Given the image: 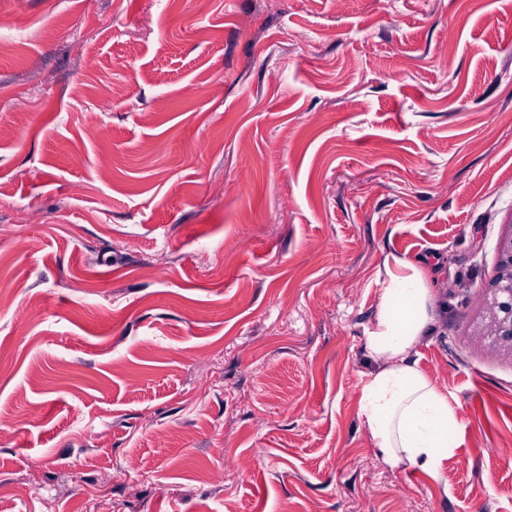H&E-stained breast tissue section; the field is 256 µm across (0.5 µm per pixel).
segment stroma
I'll list each match as a JSON object with an SVG mask.
<instances>
[{
	"label": "stroma",
	"mask_w": 512,
	"mask_h": 512,
	"mask_svg": "<svg viewBox=\"0 0 512 512\" xmlns=\"http://www.w3.org/2000/svg\"><path fill=\"white\" fill-rule=\"evenodd\" d=\"M512 0H0V512H512ZM436 266L444 480L358 417ZM497 251L495 274L480 295L471 335L491 354L512 360V221L502 224Z\"/></svg>",
	"instance_id": "1"
}]
</instances>
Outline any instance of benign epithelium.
I'll list each match as a JSON object with an SVG mask.
<instances>
[{
    "label": "benign epithelium",
    "instance_id": "1",
    "mask_svg": "<svg viewBox=\"0 0 512 512\" xmlns=\"http://www.w3.org/2000/svg\"><path fill=\"white\" fill-rule=\"evenodd\" d=\"M497 251L495 274L480 295L472 336L490 353L512 359V221L502 225Z\"/></svg>",
    "mask_w": 512,
    "mask_h": 512
}]
</instances>
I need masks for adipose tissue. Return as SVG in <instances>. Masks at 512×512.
<instances>
[{
    "label": "adipose tissue",
    "instance_id": "1",
    "mask_svg": "<svg viewBox=\"0 0 512 512\" xmlns=\"http://www.w3.org/2000/svg\"><path fill=\"white\" fill-rule=\"evenodd\" d=\"M384 280L366 354L375 367L359 398L371 450L388 471L410 469L442 480L444 460L457 450V414L420 366L418 346L434 332L433 269L424 260L386 255Z\"/></svg>",
    "mask_w": 512,
    "mask_h": 512
}]
</instances>
